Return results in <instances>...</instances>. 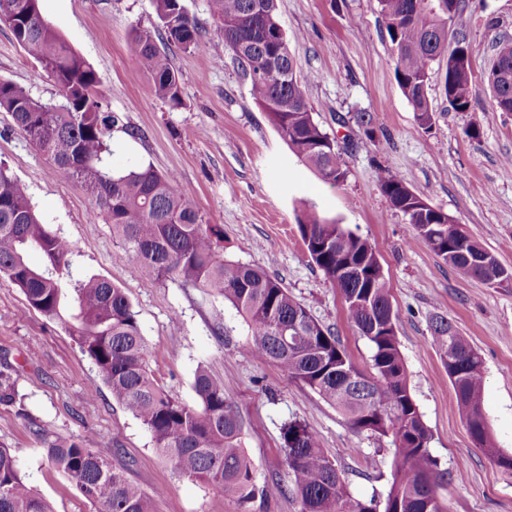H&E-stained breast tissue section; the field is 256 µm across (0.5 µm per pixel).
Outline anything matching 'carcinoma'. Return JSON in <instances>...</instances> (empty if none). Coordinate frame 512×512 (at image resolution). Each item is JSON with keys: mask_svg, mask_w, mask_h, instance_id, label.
<instances>
[{"mask_svg": "<svg viewBox=\"0 0 512 512\" xmlns=\"http://www.w3.org/2000/svg\"><path fill=\"white\" fill-rule=\"evenodd\" d=\"M166 40L181 48L200 45V27L182 0H153ZM395 52V78L430 131L428 97L434 63L448 57V21L463 0H378ZM225 46L250 79L253 100L267 112L289 149L331 183L346 172L336 142L314 119L290 42L282 39L277 0H209ZM0 23L59 86L62 101L45 104L22 87L0 80V111L67 179L95 200L93 214L112 225L124 255L158 278L185 287L211 288L229 301L252 336L251 354L277 364L289 378L335 407L360 433L392 435L395 468L383 512H442L436 490L445 479L430 444L432 435L408 383L396 334L388 280L378 249L342 224L306 208L298 228L307 252L339 288L350 323L371 347L373 372L352 362L330 328L320 324L288 288L252 265L225 260L215 250L218 230L176 189V178L151 167L114 171L104 164L119 116L103 108L96 70L45 21L39 0H0ZM132 57L153 94L181 104L180 76L149 31L135 33ZM493 112H512V39L494 43L487 76ZM445 93L457 112L476 96L469 63L448 65ZM381 193L448 265L485 281L490 272L512 277L490 254L492 265L474 264L471 237L462 225L429 210H415L416 194L395 175L378 178ZM36 251L41 264L28 255ZM75 247L41 222L22 184L0 166V274L25 296L28 308L63 323L112 399L149 431L154 448L176 472L236 498L244 505L258 493L254 464L242 444L243 422L224 394V382L196 372L197 404L167 392L146 364V341L124 289L99 276L75 277ZM432 342L455 390L475 446L494 457L483 413L484 363L468 337L448 319L431 323ZM30 434L46 449L49 465L65 474L94 512H157L159 493L134 485L102 451L82 437L53 435L36 422ZM283 452L300 512H378L376 500L356 498L315 433L300 420L281 427ZM0 512H53L21 472L16 449L0 445Z\"/></svg>", "mask_w": 512, "mask_h": 512, "instance_id": "obj_1", "label": "carcinoma"}]
</instances>
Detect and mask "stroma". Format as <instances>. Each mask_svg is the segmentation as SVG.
Returning <instances> with one entry per match:
<instances>
[{"label": "stroma", "mask_w": 512, "mask_h": 512, "mask_svg": "<svg viewBox=\"0 0 512 512\" xmlns=\"http://www.w3.org/2000/svg\"><path fill=\"white\" fill-rule=\"evenodd\" d=\"M202 30L199 49L166 45L181 76L179 107L157 99L133 63L135 31L158 32L152 0H39L44 20L100 78L105 109L119 115L109 167L152 166L175 173L178 190L203 223L222 232L224 259L262 267L331 327L362 371L371 349L349 323L338 288L312 262L301 238V203L336 220L379 250L396 313L410 391L432 434L431 451L447 476L437 489L444 512H512V470L473 444L430 326L448 318L484 361L483 412L495 448L512 455V286L463 276L416 234L380 192L378 175L404 179L430 206L464 225L512 272V112L490 111L486 76L497 37H512V0H465L449 30L466 37L476 97L454 111L444 92L447 66L434 65L431 131L418 125L394 75L392 44L377 0H278V16L306 75V96L324 132L335 138L346 171L325 181L288 148L250 95L213 23L208 0H183ZM0 79L55 103L60 89L0 24ZM373 113L366 135L353 115ZM0 163L24 186L43 223L73 241L79 275L124 288L147 343L151 373L192 405L195 373L223 380L239 411L243 442L263 496L239 505L179 476L154 449L150 433L115 402L64 327L28 309L0 275V444L18 449L29 482L54 512H92L67 478L51 468L28 431L29 420L62 437L88 438L131 481L160 491L158 512H300L281 450V426L305 421L324 453L361 499L384 496L394 469L391 438L355 433L346 418L308 387L249 352L247 324L218 293L158 279L124 257L91 199L65 178L8 113L0 112Z\"/></svg>", "instance_id": "stroma-1"}]
</instances>
